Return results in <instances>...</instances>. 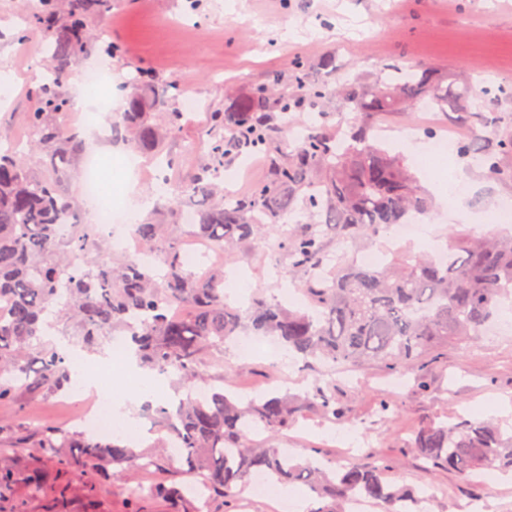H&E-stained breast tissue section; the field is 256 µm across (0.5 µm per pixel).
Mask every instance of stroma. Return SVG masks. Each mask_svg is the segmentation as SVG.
<instances>
[{
	"label": "stroma",
	"instance_id": "obj_1",
	"mask_svg": "<svg viewBox=\"0 0 512 512\" xmlns=\"http://www.w3.org/2000/svg\"><path fill=\"white\" fill-rule=\"evenodd\" d=\"M38 16L39 0H0V72L10 75L13 85L12 97L0 101V129L24 141L29 138L24 114L34 106L31 91L53 65L40 38ZM101 26L107 38L128 51L126 65L112 67L113 86L126 83L130 67L140 66L203 101L201 111L162 148L178 160L168 172L176 182L187 178L198 161L188 148L206 134L210 112L272 74H287L297 58L307 61L313 80L333 66L371 83L383 64L400 61L462 72L475 81L485 71L492 86L512 83V0H112ZM78 124V149L54 171L61 193L81 199L79 171L94 153L119 177L121 197L155 202L156 153L141 152L136 167H129L127 142L102 137L91 116L80 115ZM374 124L386 148L395 153L403 138L421 142L429 129L441 135L452 132L442 113L424 112L416 105L386 113ZM459 170L466 177L460 208L437 191ZM421 179L434 202L422 231L440 244L450 230L470 231L499 204L512 201V181L490 176L487 168L456 152ZM276 244L273 234L242 244L234 267L243 272L247 293L261 291L292 306L304 303L303 294L289 291L288 281L280 277L288 258ZM498 322L497 332L438 348L423 391L409 380L392 385L391 375L375 366L336 373V401L345 408V417L335 421L307 412L288 431L289 447L303 454L318 448L337 460L347 429L356 425L368 432L357 463L387 465L390 478L401 484L432 485L435 512H466L471 500L482 497L491 512H512V486L495 484L482 492L450 473L429 470L405 446L409 430L448 413L512 425V411L488 409L492 401L512 400V319L502 315ZM323 372V366L308 367L288 355L274 358L263 349L247 358L234 346L207 356L211 385L250 396L271 386L301 393L312 389ZM383 397L398 409L394 423H387L379 411ZM81 402L78 396L25 391L16 402L0 404V452L16 475L0 489V512H127L123 484L82 466L57 472L36 447L43 426L73 429ZM33 484L41 487L34 496L29 493Z\"/></svg>",
	"mask_w": 512,
	"mask_h": 512
}]
</instances>
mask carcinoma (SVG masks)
Wrapping results in <instances>:
<instances>
[{
    "label": "carcinoma",
    "instance_id": "1",
    "mask_svg": "<svg viewBox=\"0 0 512 512\" xmlns=\"http://www.w3.org/2000/svg\"><path fill=\"white\" fill-rule=\"evenodd\" d=\"M63 20L47 22L42 36L52 51V76L33 92L36 105L26 123L34 139L30 149L55 158L75 149L58 118L69 111L62 76L72 58L96 34L108 0H67ZM374 86L347 80L312 83L306 63L293 62L287 77L272 76L238 101L236 112L211 113V145L190 179L172 186L163 208L195 207L192 233L233 256L244 242L271 232L281 235L288 274L307 276L303 291L310 309L289 311L258 294L249 309L224 300V270L193 272L184 263L174 224L155 218L136 225L135 234L156 255L164 270L137 261L102 260L86 269L97 250L89 232L76 223L78 203L63 197L52 175L29 165V155L0 149V403L22 389L61 393L72 385L69 358L40 344L49 316L74 324L78 343L98 351L112 332L140 322L129 342L142 365L168 370L187 389L175 409L151 407V417L165 437L159 447L179 444L172 462L179 472L199 475L209 499L239 501L254 476L300 484L316 497L311 512H345L354 496L382 506L383 512H432V488L401 485L379 466L340 465L317 455L301 457L280 447L278 435L309 410L342 416L335 386L318 379L302 397L274 389L246 402L222 389L197 397L192 385L205 380V357L242 332L266 336L306 363L359 370L379 365L408 375L426 388L425 357L448 341L479 335L493 319L512 286V234L466 237L455 231L446 246L448 261L430 255L395 258L382 265L341 264L327 274L329 256L323 230L336 245L358 250L395 224L426 215L431 203L399 156H390L370 135L369 119L404 104L426 102L448 121L466 130L457 149L479 156L489 173L512 178V128L484 139L485 112L493 90L480 82L454 78L417 64H387ZM132 93L122 121L112 126L136 148H158L182 127L186 113L173 107L152 108L173 85L134 69ZM341 94L355 113L356 128L335 140L317 106ZM306 111L297 142L288 138V115ZM261 153L264 180L249 193L224 197L220 173L232 155ZM310 222L295 220L297 213ZM407 447L464 483H478L486 471H512V431L492 422L463 416L429 420L409 432ZM38 448L60 470L76 461L65 448H83V462L112 469L120 481L139 471L145 453L114 435L103 442L85 431L55 427L41 431Z\"/></svg>",
    "mask_w": 512,
    "mask_h": 512
}]
</instances>
